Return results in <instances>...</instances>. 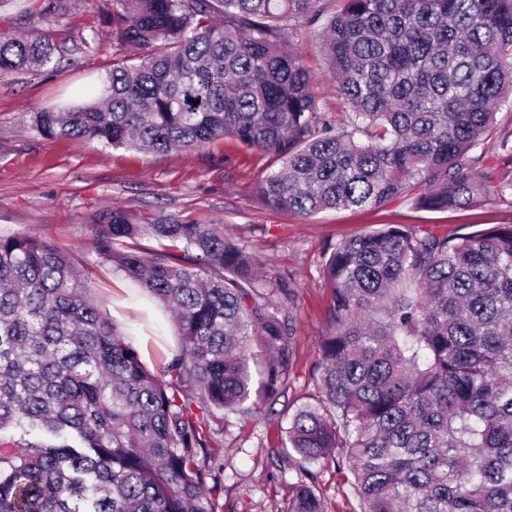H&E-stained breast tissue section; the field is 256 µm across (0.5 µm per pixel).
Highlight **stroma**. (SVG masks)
I'll use <instances>...</instances> for the list:
<instances>
[{
  "label": "stroma",
  "instance_id": "1",
  "mask_svg": "<svg viewBox=\"0 0 512 512\" xmlns=\"http://www.w3.org/2000/svg\"><path fill=\"white\" fill-rule=\"evenodd\" d=\"M62 6L67 15L60 19L29 11L28 0H0L1 28L18 35L49 31L59 45L50 72L0 76V234L37 236L71 253L87 269L86 284L102 311L129 336L152 369L158 364L152 337L162 338L171 348L177 329L161 303L99 259L95 227L112 210L223 225L225 234L261 261V283L289 288L296 361L286 397L249 421L225 414L222 430L207 441L210 453L224 461V512H283L298 476L296 470L271 465L269 450L278 442L283 411L319 394L314 366L331 302L323 268L332 246L388 224L449 234L459 232L463 221L417 211L402 199L313 218L266 208L254 187L270 159L232 139L193 150L145 154L43 137L32 124L33 113L99 96L112 62L111 0H63ZM91 11L102 40L97 47L86 45L87 33L81 27ZM292 49L311 72L320 109L341 116L347 106L326 69L321 28L301 29ZM486 143L487 166L496 175L511 177L512 108L498 109ZM350 481L347 472L321 470L319 491L329 512H362Z\"/></svg>",
  "mask_w": 512,
  "mask_h": 512
}]
</instances>
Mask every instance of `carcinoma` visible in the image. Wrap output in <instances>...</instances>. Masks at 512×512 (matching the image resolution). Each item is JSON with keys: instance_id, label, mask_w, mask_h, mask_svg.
I'll list each match as a JSON object with an SVG mask.
<instances>
[{"instance_id": "carcinoma-1", "label": "carcinoma", "mask_w": 512, "mask_h": 512, "mask_svg": "<svg viewBox=\"0 0 512 512\" xmlns=\"http://www.w3.org/2000/svg\"><path fill=\"white\" fill-rule=\"evenodd\" d=\"M322 2L112 0V35L144 53L113 55L102 99L35 126L143 153L232 138L277 164L260 202L306 217L511 200L484 134L512 104V0H342L327 19ZM319 22L340 120L291 50ZM53 64L48 34L0 33L1 75ZM484 224H388L333 247L321 397L271 449L308 478L286 512H326L309 467L332 463L363 512H512V224ZM95 245L172 313L178 346L149 369L70 255L0 235V512H222L210 423L285 396L289 306L259 291V263L220 224L114 210Z\"/></svg>"}]
</instances>
